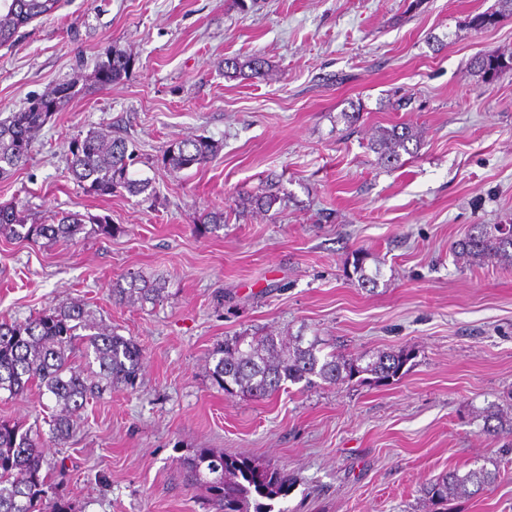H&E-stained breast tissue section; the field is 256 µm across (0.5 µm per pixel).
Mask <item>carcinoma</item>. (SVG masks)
<instances>
[{
	"label": "carcinoma",
	"instance_id": "1",
	"mask_svg": "<svg viewBox=\"0 0 512 512\" xmlns=\"http://www.w3.org/2000/svg\"><path fill=\"white\" fill-rule=\"evenodd\" d=\"M59 0H0V47H10L19 30L51 15ZM512 15V0H497V7L470 17L471 28L481 30ZM473 69L486 80L512 70V52L490 50L472 58ZM268 63L259 55L244 60L224 61L228 77L260 78ZM130 60L114 53L102 62L93 76L100 87L118 84L129 74ZM71 86L62 84L35 99L21 112L0 119V174L19 166L31 152L33 137L59 111L70 96ZM420 139L414 126L396 124L377 131L370 149L379 164L389 168L400 164L402 154L418 149ZM219 151L218 143L204 138L184 139L165 151L166 164L173 170L201 165ZM70 171L79 182L90 183L99 196L121 190L132 195L148 191L146 179L134 177L135 152L129 143L110 132L91 131L71 144ZM281 201L278 182L266 179L258 193L239 198V211H267ZM224 228V211L202 216L197 231L208 234ZM113 228L105 220L72 214L54 224L29 221L15 206H0V235L11 239H41L49 243L75 241L90 236H107ZM456 261L468 266L495 262L512 266V224H480L453 247ZM118 305L141 307L163 301L164 287L141 275L125 276L111 289ZM78 352L93 356L88 371L73 367ZM215 364L209 370L212 384L227 395L264 399L283 386L302 383L306 387L321 380L326 384L350 382L362 375L376 384L388 385L400 379L412 359L406 350L382 353L369 361L361 356L323 352L318 337L236 336L213 351ZM143 364V350L137 341L125 338L88 319L83 305L62 302L24 323H0V390L21 396L31 384L49 395L59 411L52 415V435L65 444L72 433L71 416L90 398L113 389H134ZM504 430L512 431V413L497 407L484 415L483 433L491 439ZM44 455L31 437V429L17 422L0 421V512H68L65 504L48 497V477L42 474ZM496 469L484 466L465 473L450 470L424 487L432 512H449V504L462 497L480 495L495 485ZM185 481L205 486L216 512H274V503L288 496L296 484L280 468L250 458L200 448L188 458Z\"/></svg>",
	"mask_w": 512,
	"mask_h": 512
}]
</instances>
